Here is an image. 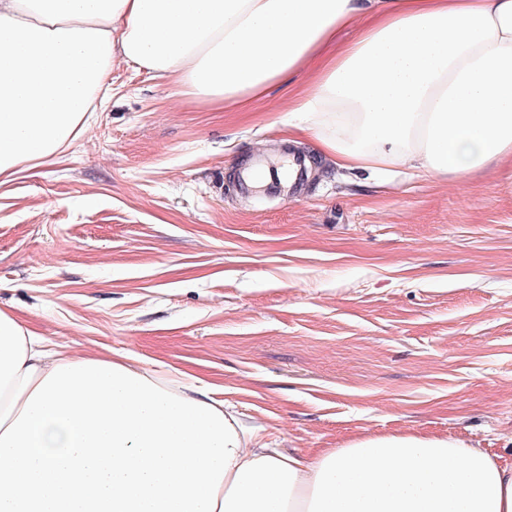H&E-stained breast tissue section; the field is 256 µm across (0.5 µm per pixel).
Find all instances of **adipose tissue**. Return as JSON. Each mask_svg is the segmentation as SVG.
Segmentation results:
<instances>
[{
    "instance_id": "ef3b65f1",
    "label": "adipose tissue",
    "mask_w": 512,
    "mask_h": 512,
    "mask_svg": "<svg viewBox=\"0 0 512 512\" xmlns=\"http://www.w3.org/2000/svg\"><path fill=\"white\" fill-rule=\"evenodd\" d=\"M365 11L288 103L314 155L443 178L512 160V0H0V176L81 136L115 63L239 110ZM0 512H512V467L414 436L287 454L207 389L0 310Z\"/></svg>"
}]
</instances>
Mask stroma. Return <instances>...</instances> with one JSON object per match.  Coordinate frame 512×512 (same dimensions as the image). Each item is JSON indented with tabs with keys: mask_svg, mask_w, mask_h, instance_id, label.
<instances>
[{
	"mask_svg": "<svg viewBox=\"0 0 512 512\" xmlns=\"http://www.w3.org/2000/svg\"><path fill=\"white\" fill-rule=\"evenodd\" d=\"M355 34L241 111L115 66L80 138L0 177V310L208 384L273 448L448 437L512 467V163L236 180L256 153L307 154L288 99Z\"/></svg>",
	"mask_w": 512,
	"mask_h": 512,
	"instance_id": "obj_1",
	"label": "stroma"
}]
</instances>
